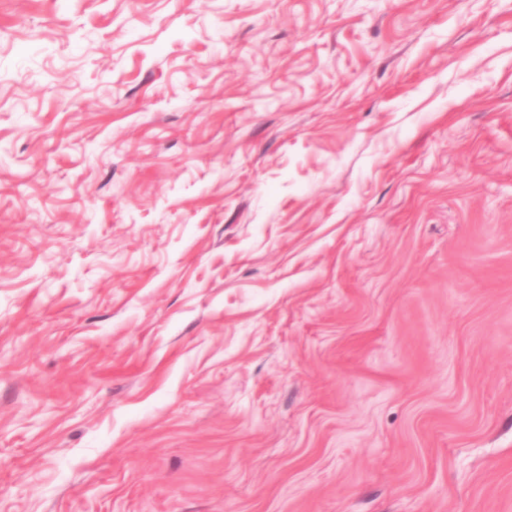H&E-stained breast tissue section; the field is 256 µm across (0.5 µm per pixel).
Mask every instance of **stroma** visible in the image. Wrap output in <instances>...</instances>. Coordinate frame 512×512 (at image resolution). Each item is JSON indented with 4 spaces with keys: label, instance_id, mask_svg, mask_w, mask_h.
Instances as JSON below:
<instances>
[{
    "label": "stroma",
    "instance_id": "stroma-1",
    "mask_svg": "<svg viewBox=\"0 0 512 512\" xmlns=\"http://www.w3.org/2000/svg\"><path fill=\"white\" fill-rule=\"evenodd\" d=\"M0 512H512V0H0Z\"/></svg>",
    "mask_w": 512,
    "mask_h": 512
}]
</instances>
